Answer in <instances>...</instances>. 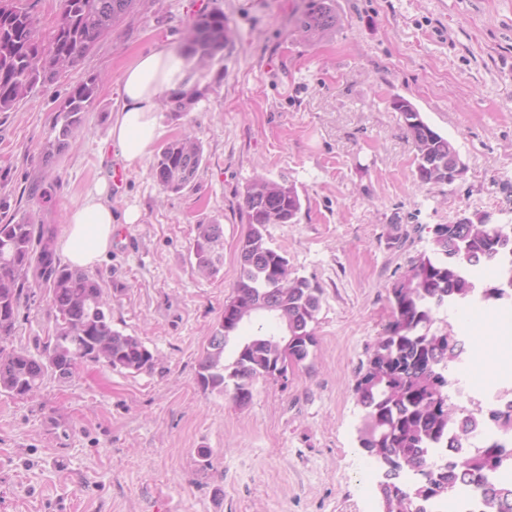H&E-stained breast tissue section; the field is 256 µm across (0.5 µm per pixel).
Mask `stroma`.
I'll use <instances>...</instances> for the list:
<instances>
[{"instance_id":"stroma-1","label":"stroma","mask_w":512,"mask_h":512,"mask_svg":"<svg viewBox=\"0 0 512 512\" xmlns=\"http://www.w3.org/2000/svg\"><path fill=\"white\" fill-rule=\"evenodd\" d=\"M306 0H138L75 68L0 113V218L33 214L59 237L73 205L117 165L105 149L120 79L136 55L181 45L187 22L221 7L235 35L195 73L185 112L159 110L162 141L191 131L205 164L193 189L162 192L153 159L112 192L119 225L93 266L112 325L158 356L131 373L79 364L38 393H0V512H378L361 468L354 384L391 316L389 289L428 248V227L491 213L512 222V0H336V25L297 32ZM97 76L77 143L43 147L72 87ZM455 140L452 183L420 184L395 98ZM288 177L302 201L266 236L321 289L316 339L286 380L251 401L203 392L198 360L224 314L248 224L247 186ZM137 223H123L127 209ZM224 229L219 274L199 275L196 227ZM10 342L35 350L55 320L38 290ZM211 452L202 459L200 449Z\"/></svg>"}]
</instances>
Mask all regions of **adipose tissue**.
<instances>
[{"instance_id": "ef3b65f1", "label": "adipose tissue", "mask_w": 512, "mask_h": 512, "mask_svg": "<svg viewBox=\"0 0 512 512\" xmlns=\"http://www.w3.org/2000/svg\"><path fill=\"white\" fill-rule=\"evenodd\" d=\"M188 74L185 56L175 47L159 45L139 55L121 77L122 105L108 131V141L118 148L126 166L141 164L155 150L162 135L157 101L166 91L179 88ZM110 179L99 180L94 189L70 209L59 238L57 253L70 265L92 267L112 246ZM463 326H479L474 350L476 362L469 374L475 383L502 372L503 354H512V317L497 312H466Z\"/></svg>"}]
</instances>
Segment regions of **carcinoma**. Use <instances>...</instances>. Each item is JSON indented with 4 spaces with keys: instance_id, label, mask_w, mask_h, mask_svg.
Here are the masks:
<instances>
[{
    "instance_id": "1",
    "label": "carcinoma",
    "mask_w": 512,
    "mask_h": 512,
    "mask_svg": "<svg viewBox=\"0 0 512 512\" xmlns=\"http://www.w3.org/2000/svg\"><path fill=\"white\" fill-rule=\"evenodd\" d=\"M136 2L60 0L45 41L36 13L16 0H0V112L11 111L79 65ZM335 25L334 0H307L295 17L296 29L309 37ZM232 36L224 10L215 7L188 23L182 52L196 59L199 69H208L223 60ZM96 89L97 78L90 77L69 92L56 117V135L44 146L47 160L76 142ZM196 99V91L179 89L166 96L165 104L179 113ZM392 106L412 137L417 180L426 185L452 183L448 167L460 162L453 140L426 123L410 101L396 98ZM203 164L201 145L185 133L162 147L153 176L162 191L178 194L195 185ZM244 207L248 229L240 241L232 292L237 309L211 332L197 371L202 391L228 395L240 406L250 402L257 381L272 379L284 346L261 326L242 338L240 325L255 317L275 321L292 336L289 354L302 362L315 344L312 323L321 292L307 278L292 275L288 259L266 237V225L297 221L302 202L295 184L259 177L247 187ZM501 230L489 213L468 217L464 224L435 225L428 250L412 260L389 290L391 319L354 388L363 410L359 448L378 464L379 473L391 469V476L380 478L376 487L387 512H429L439 490L456 501L455 512H512V406L485 411L453 401L452 371L464 362L466 343L437 326L442 308L476 298L484 266L512 263V239L502 238ZM222 237L223 229L215 222L197 225L192 252L204 277L220 271ZM34 262L55 313L53 334L36 356L5 346L22 306L31 299L25 285ZM482 292L481 300L491 307L512 302V280ZM263 300L269 310L253 307ZM82 361L141 372L152 370L158 357L138 337L113 329L97 276L60 264L50 241L35 237L30 216L8 219L0 224V392L26 397L47 374L67 379ZM436 448H451L457 456L438 459L433 455ZM407 472L414 475L410 485L401 481Z\"/></svg>"
}]
</instances>
